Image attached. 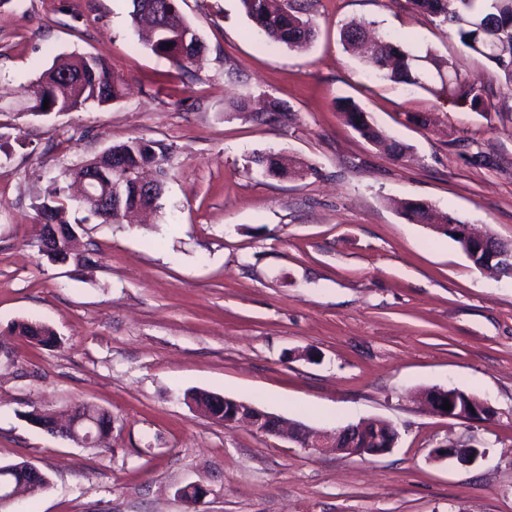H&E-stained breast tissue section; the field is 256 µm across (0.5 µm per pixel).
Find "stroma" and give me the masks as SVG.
Masks as SVG:
<instances>
[{
    "label": "stroma",
    "mask_w": 512,
    "mask_h": 512,
    "mask_svg": "<svg viewBox=\"0 0 512 512\" xmlns=\"http://www.w3.org/2000/svg\"><path fill=\"white\" fill-rule=\"evenodd\" d=\"M131 9L0 0V465L50 480L8 512H512V276L478 271L396 207L426 201L512 242V96L495 69L406 0H318L303 51L268 42L239 0H179L204 45L185 71L139 38ZM352 21L450 59L484 86L486 109L379 79L341 43ZM79 55L111 66L125 97L30 112L41 73ZM268 96L287 119L233 109ZM339 97L411 145L412 161L363 139ZM132 137L173 151L160 213L88 221L91 265L50 263L38 204ZM269 152L317 173L265 176L251 158ZM23 320L58 344L13 334ZM432 387L477 393L495 414L437 416L418 401ZM194 391L312 427L389 420L400 439L377 458L315 453L211 420ZM78 405L111 412L105 449L27 419ZM456 443L486 454L435 458ZM194 484L207 494L191 505L181 491Z\"/></svg>",
    "instance_id": "1"
}]
</instances>
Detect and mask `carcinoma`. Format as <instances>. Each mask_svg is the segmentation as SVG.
I'll return each mask as SVG.
<instances>
[{
    "mask_svg": "<svg viewBox=\"0 0 512 512\" xmlns=\"http://www.w3.org/2000/svg\"><path fill=\"white\" fill-rule=\"evenodd\" d=\"M161 13L145 11L144 5L132 0L131 17L134 23L148 25V44L157 55L167 58L182 70L194 56L201 53L203 45L194 29L183 18L178 0H160ZM315 0H240L242 10L252 24L269 42L302 51L314 40L316 29L311 15ZM416 11L432 16L440 25L449 29V35L456 38L473 54L491 63L498 71L502 82L512 92V0H406ZM341 41L347 50H354L366 41L372 49L366 64L379 78L408 86L427 88L423 63L430 64L442 76L441 87L432 92L447 94L453 99L470 103L477 109L485 105L483 89L470 83L449 60L431 54H412L398 40L370 32L364 23H350L342 28ZM45 88L44 96L31 105L34 114L45 113L44 100L48 108L78 111L89 104L99 106L119 101L124 95V81L104 61L92 58V68H87L84 56L55 63L40 76ZM337 107L348 123L367 141L385 147L389 155L403 161L410 157V147L388 138L372 120L363 119L364 110L350 98L337 99ZM142 138L133 137L112 147L122 151L130 160L127 177L136 178L135 170L149 166L156 171V197H161L170 177V151L156 142L152 148H142ZM261 171L270 177L305 178L317 170L307 163L281 154H264L252 158ZM40 208L65 234L76 223L67 218L71 205L58 187ZM406 219L415 224H437V231L448 234L443 224H464L462 217L443 211L436 206L419 200L402 203ZM21 336H31L38 344L52 347L57 342L56 332L40 322L22 321L15 325ZM82 422L78 435H84L88 427L92 431L91 447L95 448L112 431V414L104 409L85 405L82 408ZM387 433L382 420H372L359 433L357 447L373 448L374 440Z\"/></svg>",
    "mask_w": 512,
    "mask_h": 512,
    "instance_id": "carcinoma-1",
    "label": "carcinoma"
}]
</instances>
